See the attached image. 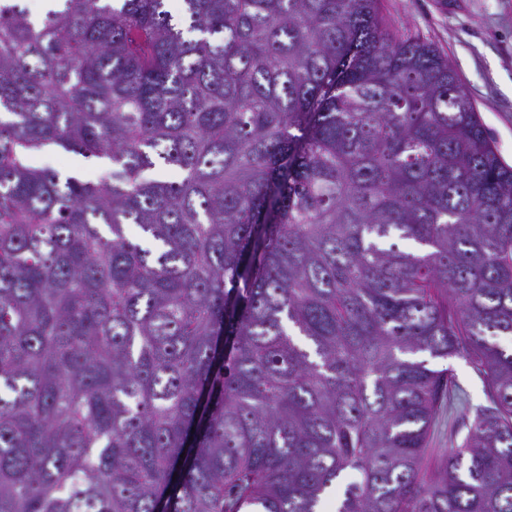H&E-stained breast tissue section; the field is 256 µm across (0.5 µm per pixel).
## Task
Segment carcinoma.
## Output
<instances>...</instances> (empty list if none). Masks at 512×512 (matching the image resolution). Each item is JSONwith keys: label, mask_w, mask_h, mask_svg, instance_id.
Listing matches in <instances>:
<instances>
[{"label": "carcinoma", "mask_w": 512, "mask_h": 512, "mask_svg": "<svg viewBox=\"0 0 512 512\" xmlns=\"http://www.w3.org/2000/svg\"><path fill=\"white\" fill-rule=\"evenodd\" d=\"M501 336L512 166L377 0H0V512H512ZM35 164L59 171L65 176H73L80 180H97L104 176L107 162L104 160L87 159L81 155L48 151L35 158ZM450 366L456 382L464 389L469 407L475 408L486 404L485 385L482 377L465 356H457L446 361H436L433 368L442 369ZM452 445L448 440V421H442L431 436L428 463L433 464Z\"/></svg>", "instance_id": "carcinoma-1"}]
</instances>
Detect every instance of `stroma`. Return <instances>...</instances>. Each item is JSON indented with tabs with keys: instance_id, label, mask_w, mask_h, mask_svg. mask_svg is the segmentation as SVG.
Wrapping results in <instances>:
<instances>
[{
	"instance_id": "obj_1",
	"label": "stroma",
	"mask_w": 512,
	"mask_h": 512,
	"mask_svg": "<svg viewBox=\"0 0 512 512\" xmlns=\"http://www.w3.org/2000/svg\"><path fill=\"white\" fill-rule=\"evenodd\" d=\"M389 29L436 46L473 100L502 159L512 165V0H379ZM35 163L97 180L107 164L49 151Z\"/></svg>"
}]
</instances>
